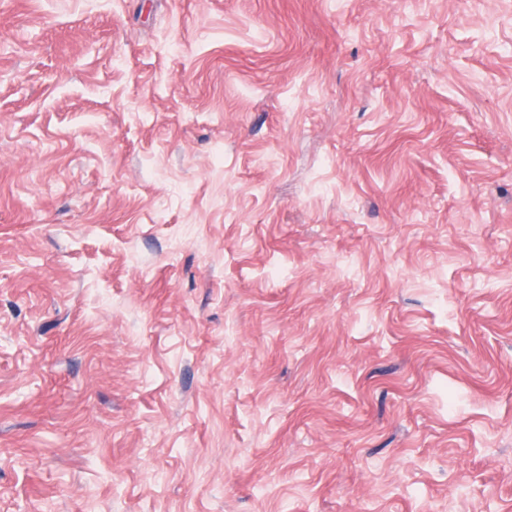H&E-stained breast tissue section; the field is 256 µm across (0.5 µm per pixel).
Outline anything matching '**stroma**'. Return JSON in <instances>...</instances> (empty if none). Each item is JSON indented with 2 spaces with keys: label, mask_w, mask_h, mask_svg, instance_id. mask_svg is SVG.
<instances>
[{
  "label": "stroma",
  "mask_w": 512,
  "mask_h": 512,
  "mask_svg": "<svg viewBox=\"0 0 512 512\" xmlns=\"http://www.w3.org/2000/svg\"><path fill=\"white\" fill-rule=\"evenodd\" d=\"M0 512H512V0H0Z\"/></svg>",
  "instance_id": "35a3bbf8"
}]
</instances>
